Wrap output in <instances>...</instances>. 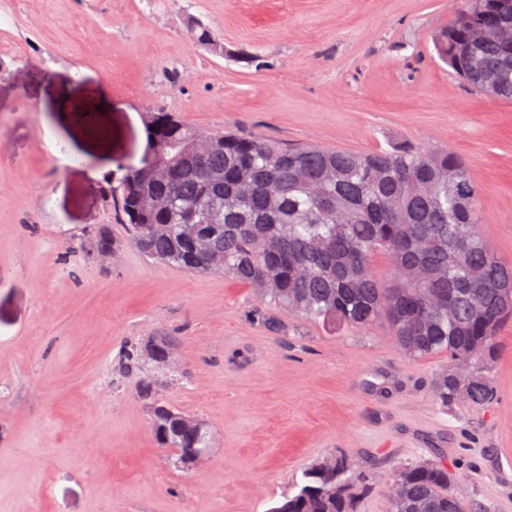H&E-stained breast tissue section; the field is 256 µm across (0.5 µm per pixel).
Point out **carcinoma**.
<instances>
[{
	"label": "carcinoma",
	"mask_w": 512,
	"mask_h": 512,
	"mask_svg": "<svg viewBox=\"0 0 512 512\" xmlns=\"http://www.w3.org/2000/svg\"><path fill=\"white\" fill-rule=\"evenodd\" d=\"M433 45L474 89L486 93L494 83L495 96L512 99V0H464L452 22L435 30ZM195 132L170 112L149 113V147L170 173L144 181L127 170L118 187L106 189L134 246L188 272L219 271L254 288L261 305L252 315L274 332L282 324L266 316L270 305L323 325L383 324L410 357L448 356L433 386L444 408L460 398L476 406L493 399L488 368L500 327L512 321V298L502 296V287L512 289V265L480 232L479 190L458 154L409 144L359 154L216 130L212 153L200 158L188 147ZM243 181L250 192L241 197ZM146 195L170 199V210L146 209ZM199 200L206 211L186 222V208ZM198 234L208 239L205 252L192 248ZM378 254L383 275L373 264ZM475 279L498 287L472 288ZM459 360L470 363L469 373L455 371ZM143 362L138 346L122 355L127 370ZM185 418L155 406L159 444L180 455L212 447L207 424L198 430ZM360 475L316 461L269 512H356ZM397 478L408 500L391 504V512H448L441 461L394 465L389 480Z\"/></svg>",
	"instance_id": "obj_1"
}]
</instances>
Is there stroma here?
<instances>
[{
    "label": "stroma",
    "instance_id": "stroma-1",
    "mask_svg": "<svg viewBox=\"0 0 512 512\" xmlns=\"http://www.w3.org/2000/svg\"><path fill=\"white\" fill-rule=\"evenodd\" d=\"M461 2L0 0V512H268L334 454L363 469L358 512H390L389 467L423 459L465 504L512 512V322L494 400L442 408L447 357H408L381 324L269 332L247 285L144 256L91 176L143 159L153 107L293 145L446 147L512 264V101L455 77L431 40ZM101 227L109 264L90 244ZM164 336L149 401L119 357ZM156 403L211 428L194 470L154 438Z\"/></svg>",
    "mask_w": 512,
    "mask_h": 512
}]
</instances>
